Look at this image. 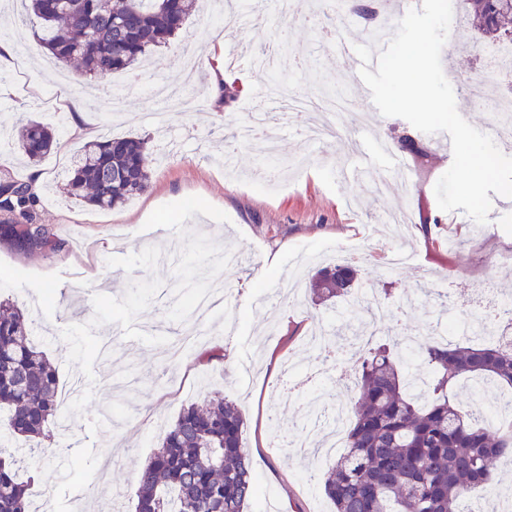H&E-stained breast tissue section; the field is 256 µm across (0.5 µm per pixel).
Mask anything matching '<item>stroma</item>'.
I'll return each instance as SVG.
<instances>
[{
	"label": "stroma",
	"mask_w": 512,
	"mask_h": 512,
	"mask_svg": "<svg viewBox=\"0 0 512 512\" xmlns=\"http://www.w3.org/2000/svg\"><path fill=\"white\" fill-rule=\"evenodd\" d=\"M317 2L300 0L286 13L281 0H266L265 15L254 21L230 9L228 0H198L168 46L130 72L113 74L116 82L134 79L124 91L125 110L117 119L106 109L86 111L91 129L100 138L146 136L153 148L148 191L123 206L106 212L65 201L56 184L84 144L69 125L58 128L63 149L39 166L0 153V176L39 171L41 221L66 241L47 257L0 243V300L16 301L55 337L49 357L64 398L47 452L24 464L35 479V512H133L137 475L160 445L157 420L174 421L207 387L233 401L245 418L243 443L259 485L249 512H333L309 482L303 459L284 455L267 429L271 412L283 435L303 429L293 374L320 373L322 357L310 338L319 330L317 314L335 307L313 301L307 286L297 285L290 275L296 262L355 249L360 287L390 291L382 344L405 327L460 324L461 304L482 284L512 296V269L498 262L512 256V205L492 202L477 234L462 210H440L434 186L451 158L437 153L422 167L407 155L402 164H374L347 181L343 172L358 163L349 150L352 136L308 142L300 132L307 116L296 112L279 131L278 152L290 167L273 177L235 137L273 97L271 75L249 64L270 47L277 48V69L289 74L296 93L357 104L358 84L309 23ZM217 38L240 60L224 73L227 97L220 110L208 64ZM0 39L18 40L22 56L21 66L0 68V141L11 140L22 119L50 121L49 107H60L62 99L80 105L90 98L87 86L62 81L63 67L34 38H19L11 27ZM484 48L472 31L444 45L453 89L479 74ZM190 57L197 61L194 84L185 81ZM159 83L203 100V107L184 116L166 111V119L155 120L165 111L152 94ZM228 152L234 155L229 171L220 161ZM381 176L392 184L384 195L372 190ZM398 207L412 217L401 235L385 223ZM397 249L411 261L388 270L381 260ZM186 273L231 296L198 326L195 344L174 356L172 344L187 328L180 312L188 297L178 289ZM424 281L445 283L446 310L417 292ZM266 290L275 292L274 302H261Z\"/></svg>",
	"instance_id": "stroma-1"
}]
</instances>
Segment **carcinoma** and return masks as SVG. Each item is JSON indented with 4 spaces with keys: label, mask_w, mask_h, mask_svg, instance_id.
<instances>
[{
    "label": "carcinoma",
    "mask_w": 512,
    "mask_h": 512,
    "mask_svg": "<svg viewBox=\"0 0 512 512\" xmlns=\"http://www.w3.org/2000/svg\"><path fill=\"white\" fill-rule=\"evenodd\" d=\"M15 21L31 25L43 48L77 76L104 82L182 29L195 0H21ZM466 26L493 42L512 26V0H463ZM14 147L37 163L62 148L57 129L35 118L21 122ZM401 150L424 159L422 141L406 137ZM149 139L108 137L76 153L63 187L78 204L110 210L150 186ZM40 199L29 182L0 179V239L22 255L55 254L63 242L39 223ZM349 262L317 271L313 290L323 301L341 298L349 316L324 332L322 353L344 352L370 329L372 304L355 286ZM347 390L358 395L345 425L346 451L322 490L334 512H462L461 497L491 485L492 465L512 458V417L489 424L464 409L452 386L473 390L489 379L512 391V351L490 344L438 342L413 346L404 332L389 345L359 348ZM60 379L36 326L14 302H0V512H32L27 455L61 416ZM239 408L204 395L185 407L162 434L161 446L138 475L135 512H246L257 492Z\"/></svg>",
    "instance_id": "obj_1"
}]
</instances>
